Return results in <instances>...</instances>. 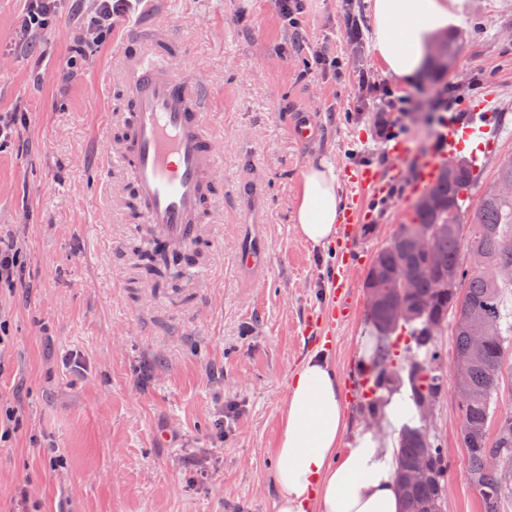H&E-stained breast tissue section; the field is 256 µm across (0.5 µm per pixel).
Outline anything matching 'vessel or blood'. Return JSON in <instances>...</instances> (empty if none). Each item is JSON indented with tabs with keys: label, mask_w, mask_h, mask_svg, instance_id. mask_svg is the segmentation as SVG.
I'll return each mask as SVG.
<instances>
[{
	"label": "vessel or blood",
	"mask_w": 512,
	"mask_h": 512,
	"mask_svg": "<svg viewBox=\"0 0 512 512\" xmlns=\"http://www.w3.org/2000/svg\"><path fill=\"white\" fill-rule=\"evenodd\" d=\"M149 50L125 57V95L130 103L127 137L118 148L126 178L131 184L145 241L151 249L189 250L200 246L219 199L217 173L220 149L206 120V86L203 79H183L179 71L186 57L167 27L152 24L142 34ZM476 130L448 121L438 150L425 158L411 185L419 190L438 177L444 162L465 148ZM401 175L400 169L383 173L370 167L350 170L348 180L359 189L383 191ZM370 227L372 219L359 201H351L338 226L346 247L344 258L328 275L329 295L322 305L333 325L350 323L357 314L347 267L358 264L353 221ZM239 264L247 270L263 267L268 249L248 238L239 250Z\"/></svg>",
	"instance_id": "vessel-or-blood-1"
}]
</instances>
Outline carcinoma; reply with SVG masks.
I'll list each match as a JSON object with an SVG mask.
<instances>
[{"label": "carcinoma", "instance_id": "1", "mask_svg": "<svg viewBox=\"0 0 512 512\" xmlns=\"http://www.w3.org/2000/svg\"><path fill=\"white\" fill-rule=\"evenodd\" d=\"M476 181L468 164L451 171L445 167L427 188L435 205L416 206L412 221L440 228L432 240L430 254L416 253L407 246L395 250L389 243L374 257L370 274H389L399 264L407 267L413 276L410 300L418 309V317L390 335L383 334L382 326L403 292L396 283L390 285L389 297L368 312L378 336V351L372 366L374 399L363 413L380 419L382 393L396 392L405 385L418 408L426 400L440 397L441 351L437 335L448 316H453L455 357L465 366L466 396L460 408L466 433L460 435V442L467 453V477L482 502L483 512H501L502 501L512 496V483L505 470V465L512 466V411L498 414L492 409V401L505 381L512 378L504 374L505 336L512 333V325H503L505 289L512 288V281L499 276L502 268H512V195L505 196L499 190L504 183L512 184V161L498 166L494 185L480 197L465 226L460 223L462 203ZM466 251L477 254L480 265H463L461 256ZM133 253L146 279L167 288L179 287L180 264L150 255L139 245ZM426 265L431 270L420 272ZM450 275L455 278L454 287L448 286ZM478 315L485 316L487 323L496 328V333L481 346L474 341L480 332L473 321ZM402 337L406 338V350L400 358L396 347ZM491 454L500 456L499 466L488 464ZM394 456L398 481L419 463L434 473L433 480L407 490L403 512H433L441 506L448 462L444 445L429 426L423 422L404 426Z\"/></svg>", "mask_w": 512, "mask_h": 512}]
</instances>
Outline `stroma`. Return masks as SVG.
Returning <instances> with one entry per match:
<instances>
[{
    "label": "stroma",
    "mask_w": 512,
    "mask_h": 512,
    "mask_svg": "<svg viewBox=\"0 0 512 512\" xmlns=\"http://www.w3.org/2000/svg\"><path fill=\"white\" fill-rule=\"evenodd\" d=\"M25 0H0V117L23 116L0 146V241L21 254L15 286L0 285V406L18 412L0 440V512H275L274 450L288 384L313 353L326 354L340 382L360 373L373 328L366 315L337 328L332 345L304 335L335 268V245L299 238L293 213L309 162L390 170L377 111L409 153L389 193L367 196L373 213L352 272L357 298L375 254L408 223L417 198L412 172L435 150L439 86H466L464 125L486 126L496 149L474 185L472 211L512 156V0H465L452 26L462 49L447 70L392 81L372 43L369 0H304L302 25L281 19L277 0H162L160 21L182 41L191 74L206 78L208 124L221 138L224 205L204 241L209 264L182 280L179 302L138 283L128 250L137 237L131 186L103 163L127 109L124 51L143 9L115 22L91 46L77 77L62 84L77 23V0L30 43L19 25ZM362 38L345 31L347 14ZM346 64L343 78L307 70L316 50ZM390 85L395 98L366 102L360 77ZM487 103L490 122L473 113ZM317 131L301 144L293 129ZM260 224L270 263L238 264L248 224ZM444 388L430 428L447 450L443 512H483L467 480L451 362L452 324L438 336ZM62 449L65 468L47 449ZM26 488L28 500L17 491Z\"/></svg>",
    "instance_id": "1"
}]
</instances>
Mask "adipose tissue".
I'll use <instances>...</instances> for the list:
<instances>
[{"label":"adipose tissue","instance_id":"adipose-tissue-1","mask_svg":"<svg viewBox=\"0 0 512 512\" xmlns=\"http://www.w3.org/2000/svg\"><path fill=\"white\" fill-rule=\"evenodd\" d=\"M463 0H372L374 49L389 75L422 76L429 49L462 18ZM336 166L311 161L302 174L293 222L301 239L318 249L336 237L342 216ZM336 373L325 356H309L288 387L275 450L276 512H401L391 443L369 432L350 445Z\"/></svg>","mask_w":512,"mask_h":512}]
</instances>
